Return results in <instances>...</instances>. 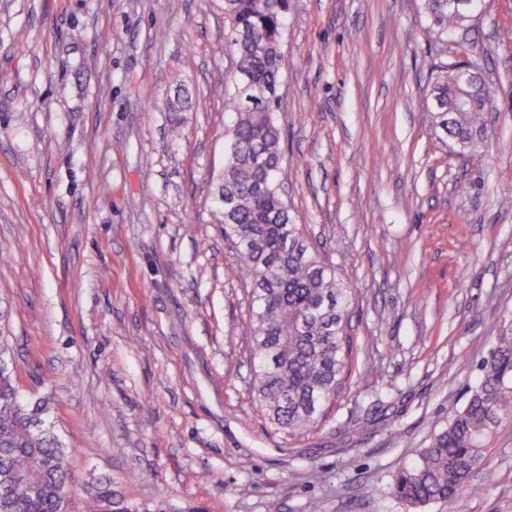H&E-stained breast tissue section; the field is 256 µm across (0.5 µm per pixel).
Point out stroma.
I'll use <instances>...</instances> for the list:
<instances>
[{
    "mask_svg": "<svg viewBox=\"0 0 512 512\" xmlns=\"http://www.w3.org/2000/svg\"><path fill=\"white\" fill-rule=\"evenodd\" d=\"M224 37L220 0H0V307L20 383L52 398L77 479L171 512H409L396 471L512 320V0L445 43L419 0H289L284 190L357 290L341 387L301 436L250 390L213 216ZM464 57L497 89L478 155L427 121L432 67ZM179 90L191 105L168 111ZM489 446L457 512H512V419Z\"/></svg>",
    "mask_w": 512,
    "mask_h": 512,
    "instance_id": "1",
    "label": "stroma"
}]
</instances>
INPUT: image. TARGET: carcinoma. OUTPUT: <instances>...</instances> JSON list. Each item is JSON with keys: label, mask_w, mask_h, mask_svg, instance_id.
I'll list each match as a JSON object with an SVG mask.
<instances>
[{"label": "carcinoma", "mask_w": 512, "mask_h": 512, "mask_svg": "<svg viewBox=\"0 0 512 512\" xmlns=\"http://www.w3.org/2000/svg\"><path fill=\"white\" fill-rule=\"evenodd\" d=\"M423 9L451 37L463 24L448 0H423ZM288 0H224V50L233 71L224 78V168L213 203L234 249L235 269L247 287L245 336L251 385L267 419L289 434L321 422L347 365L349 306L355 289L336 272L327 253L295 223L282 192V128L277 90L284 57ZM472 103L448 111L456 95L448 66H438L429 120L456 144L477 152L484 112L492 106L484 83ZM467 400L415 451L392 493L417 509L431 502L454 508L486 460L490 437L512 417V324H505L478 366ZM76 478L70 450L55 428L49 399L27 400L17 369L0 371V512H73ZM83 512H166L163 499L135 500L98 482Z\"/></svg>", "instance_id": "carcinoma-1"}]
</instances>
